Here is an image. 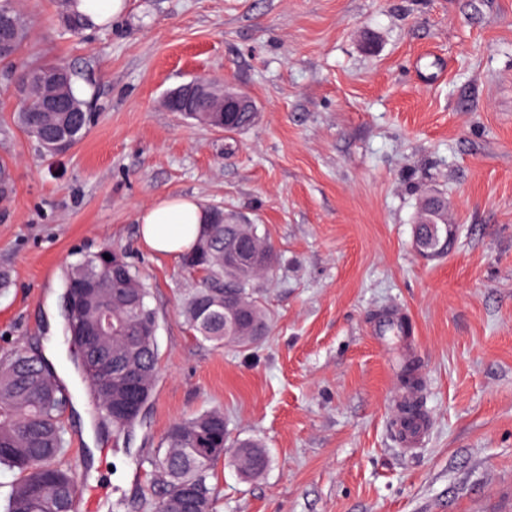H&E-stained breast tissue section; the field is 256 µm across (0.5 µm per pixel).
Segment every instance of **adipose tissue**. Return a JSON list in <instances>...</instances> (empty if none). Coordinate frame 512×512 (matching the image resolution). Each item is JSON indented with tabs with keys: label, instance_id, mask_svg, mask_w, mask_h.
<instances>
[{
	"label": "adipose tissue",
	"instance_id": "obj_1",
	"mask_svg": "<svg viewBox=\"0 0 512 512\" xmlns=\"http://www.w3.org/2000/svg\"><path fill=\"white\" fill-rule=\"evenodd\" d=\"M126 7V0H74L69 10L92 29L119 21ZM211 219L197 199L162 196L138 214L140 242L158 255L178 257L192 248L203 224Z\"/></svg>",
	"mask_w": 512,
	"mask_h": 512
}]
</instances>
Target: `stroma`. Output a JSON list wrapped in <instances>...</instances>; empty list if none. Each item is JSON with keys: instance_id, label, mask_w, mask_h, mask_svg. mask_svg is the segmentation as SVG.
<instances>
[{"instance_id": "stroma-1", "label": "stroma", "mask_w": 512, "mask_h": 512, "mask_svg": "<svg viewBox=\"0 0 512 512\" xmlns=\"http://www.w3.org/2000/svg\"><path fill=\"white\" fill-rule=\"evenodd\" d=\"M20 7L18 63L67 65L92 123L46 155L0 81V356L45 350L49 291L107 245L127 248L160 322L146 410L90 438L53 333L74 391L65 461L106 487L93 512H149L147 459L211 408L271 458L252 480L219 462L215 512H512V0H127L120 22L79 32L60 0ZM202 75L252 100L251 126L168 109ZM165 195L265 232L277 263L253 286L272 315L260 345L190 331L195 278L138 239L139 211ZM427 195L453 226L434 260L413 243ZM409 358L429 420L413 447L396 423Z\"/></svg>"}]
</instances>
